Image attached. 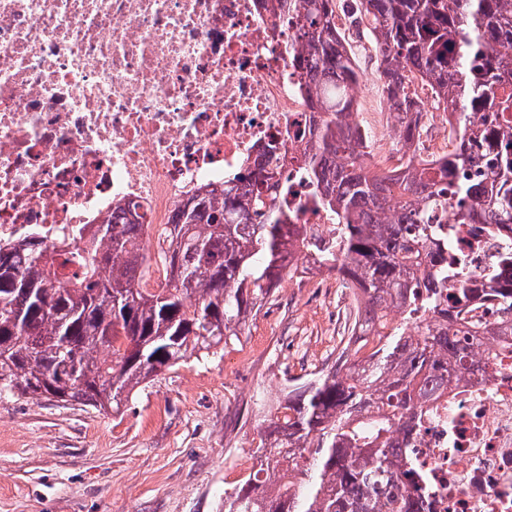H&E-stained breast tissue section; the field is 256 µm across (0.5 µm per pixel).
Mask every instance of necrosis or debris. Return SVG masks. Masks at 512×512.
Here are the masks:
<instances>
[{
    "label": "necrosis or debris",
    "mask_w": 512,
    "mask_h": 512,
    "mask_svg": "<svg viewBox=\"0 0 512 512\" xmlns=\"http://www.w3.org/2000/svg\"><path fill=\"white\" fill-rule=\"evenodd\" d=\"M290 17L257 0H0V240L101 224L116 208L158 228L204 185L278 160L276 196L290 223L332 237L336 218L311 202L298 158L313 116L293 62ZM424 132L399 153L372 139L385 167L434 164L448 115L421 92ZM437 215L472 280L499 271L501 238ZM495 301L455 326L484 335L478 372L451 376L396 436L420 474L424 512H512V336L494 335Z\"/></svg>",
    "instance_id": "obj_1"
}]
</instances>
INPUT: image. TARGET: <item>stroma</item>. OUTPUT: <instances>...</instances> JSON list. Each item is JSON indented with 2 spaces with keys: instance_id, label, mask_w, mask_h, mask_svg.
Wrapping results in <instances>:
<instances>
[{
  "instance_id": "35a3bbf8",
  "label": "stroma",
  "mask_w": 512,
  "mask_h": 512,
  "mask_svg": "<svg viewBox=\"0 0 512 512\" xmlns=\"http://www.w3.org/2000/svg\"><path fill=\"white\" fill-rule=\"evenodd\" d=\"M339 26L366 86L356 107L373 125L382 87L375 39L355 0ZM336 272L280 283L242 335L217 354L162 372L102 413L0 395V512H224L260 442L267 383L305 381L336 357L353 305Z\"/></svg>"
}]
</instances>
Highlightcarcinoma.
Instances as JSON below:
<instances>
[{"label": "carcinoma", "instance_id": "1", "mask_svg": "<svg viewBox=\"0 0 512 512\" xmlns=\"http://www.w3.org/2000/svg\"><path fill=\"white\" fill-rule=\"evenodd\" d=\"M299 2V87L320 113L302 171L336 236L289 223L247 174L180 204L158 230L162 288L144 286L147 255L131 248L144 225L118 216L65 227L51 244L39 229L0 243V393L117 413L159 372L240 336L305 251L358 291L353 326L376 339L340 350L345 374L289 387L262 420L265 466L224 491V512H420L391 434L448 384V367L475 366L451 324L480 293L461 287L447 300L448 281L467 278L465 259L432 214L455 196L466 201L459 223L512 235V118L498 119L512 115V0H359L396 112H420L421 85L453 119L448 158L397 174L367 158L353 120L362 74L335 0ZM489 295L511 312L512 274ZM394 308L405 318L390 320ZM420 310L430 317L410 324Z\"/></svg>", "mask_w": 512, "mask_h": 512}]
</instances>
